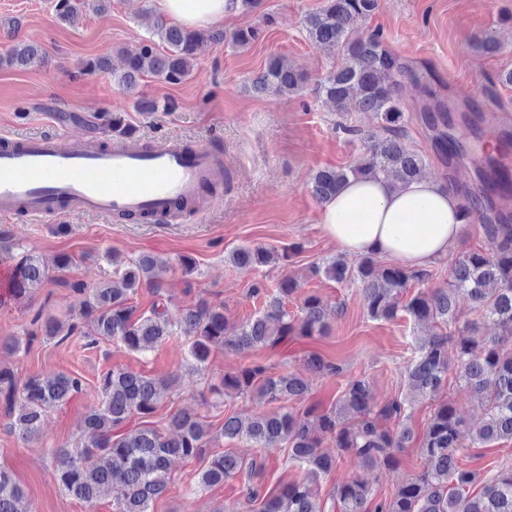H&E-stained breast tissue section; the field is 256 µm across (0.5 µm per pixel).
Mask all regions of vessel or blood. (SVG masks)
<instances>
[{
	"label": "vessel or blood",
	"instance_id": "b4317fda",
	"mask_svg": "<svg viewBox=\"0 0 512 512\" xmlns=\"http://www.w3.org/2000/svg\"><path fill=\"white\" fill-rule=\"evenodd\" d=\"M224 161L178 140L109 145L52 133L0 135V217L25 214L40 222L68 213L144 217L168 223L178 204L199 199L220 180Z\"/></svg>",
	"mask_w": 512,
	"mask_h": 512
}]
</instances>
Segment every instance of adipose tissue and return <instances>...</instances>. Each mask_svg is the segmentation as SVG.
<instances>
[{"instance_id":"adipose-tissue-1","label":"adipose tissue","mask_w":512,"mask_h":512,"mask_svg":"<svg viewBox=\"0 0 512 512\" xmlns=\"http://www.w3.org/2000/svg\"><path fill=\"white\" fill-rule=\"evenodd\" d=\"M157 6L187 27L223 22L238 9L235 0H157ZM320 224L345 255L375 254L411 269L446 256L462 230L457 195L423 177L405 184L376 176L349 180L324 202Z\"/></svg>"}]
</instances>
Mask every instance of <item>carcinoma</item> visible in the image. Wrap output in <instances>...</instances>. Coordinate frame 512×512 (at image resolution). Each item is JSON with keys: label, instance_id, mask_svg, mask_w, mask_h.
I'll return each instance as SVG.
<instances>
[{"label": "carcinoma", "instance_id": "1", "mask_svg": "<svg viewBox=\"0 0 512 512\" xmlns=\"http://www.w3.org/2000/svg\"><path fill=\"white\" fill-rule=\"evenodd\" d=\"M86 5V0H54V11L67 22ZM377 5L378 0H326L306 18V29L315 43L339 47L344 55L341 65L320 84L322 96L335 105L342 119L354 112L375 113L382 129V134L371 137L366 155L357 164L316 173L311 191L322 203L351 177L382 175L406 183L420 176L425 163L424 157L404 142L410 115L397 98V77L417 78L418 68L390 51L380 35L363 37L353 28L358 18L372 14ZM153 35L165 51L151 44L127 51L125 67L116 78L121 90L134 91L147 74L178 83L189 74L201 42L224 39L221 30L188 29L162 19L156 21ZM41 59L40 46L16 44L0 57V65L27 67ZM304 79L298 69L273 59L252 79V86L258 93L287 95L297 91ZM421 120L431 131L441 160L452 163L467 154L469 145L448 133L451 121L444 104L424 110ZM500 150L499 146L488 149L477 169L480 193L490 207L500 209L499 221L479 225L482 247L457 259L446 285L420 290L403 303L406 288L429 278L427 271L385 264L374 255L361 258L355 266L333 259L315 267V273L336 283L359 281L371 319L393 321L402 312L429 329L405 367L407 391L403 396L379 402L366 379L353 378L327 411L224 416L219 436L229 441L245 439L258 448L286 446L289 460L301 470L300 478L271 492L255 480L262 466L247 465L231 451L206 455L213 435L198 409L192 407L170 413L161 430L149 425L117 433L134 416L152 417L175 379L112 368L98 378V401L84 415L87 441L54 450L55 478L61 488L91 508L110 497L115 512H153L154 503L167 491L172 462L197 460L202 463L199 483L205 487L246 473L245 502L255 512H325L316 483L336 467L338 457L349 454L377 469L399 467L400 453L414 441L409 425L414 401L441 394L453 361L459 382L481 400L480 421L469 423L451 403L440 401L419 440L427 468L402 480L388 496L356 478L341 482L332 494L336 512H512L511 466L481 480L458 461L459 450L468 444L479 448L512 442V170L499 164ZM297 251L296 246L280 251L243 247L233 252L232 262L242 269L271 262L286 265ZM106 259L113 267L110 283L90 290L80 281H58L59 287L84 296L85 315L92 329L85 331L57 318L43 321L38 315L35 322L43 339L62 342L79 335L88 346L107 341L145 355L167 340L182 337L190 368L203 373L216 350L274 347L290 335L313 336L326 327L328 314L316 295L304 298L300 316L288 312L287 302L298 291L297 282L290 277L282 278L273 289L262 281L252 284V296L263 298V309L238 326L228 324L224 308L204 300L175 311L156 301L150 310L139 314L131 300L143 286L160 292L157 271L167 263L150 255L126 262L116 252ZM72 263L67 253L48 259L22 255L7 284L10 296L16 299L33 293L49 279L51 270L63 271ZM461 295L471 300L480 320L460 322L457 299ZM481 321L492 322L498 334L480 335ZM303 367L326 377L343 373L341 363L314 352L303 359ZM84 390L85 382L76 373L50 372L21 381L13 369L0 365V403L8 417L4 427L18 443L28 445L41 435L49 410L64 406ZM308 392L304 374L273 376L267 366L253 362L212 384L209 395H200L199 406H209L211 396L247 395L274 403L301 400ZM326 436L335 439L337 455L321 451ZM0 512H31L24 489L5 467H0Z\"/></svg>", "mask_w": 512, "mask_h": 512}]
</instances>
